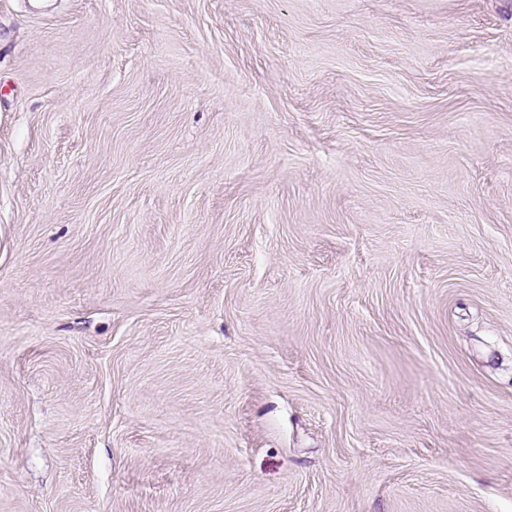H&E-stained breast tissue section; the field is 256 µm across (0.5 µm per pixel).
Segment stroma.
Returning <instances> with one entry per match:
<instances>
[{
  "mask_svg": "<svg viewBox=\"0 0 512 512\" xmlns=\"http://www.w3.org/2000/svg\"><path fill=\"white\" fill-rule=\"evenodd\" d=\"M0 512H512V0H0Z\"/></svg>",
  "mask_w": 512,
  "mask_h": 512,
  "instance_id": "1",
  "label": "stroma"
}]
</instances>
